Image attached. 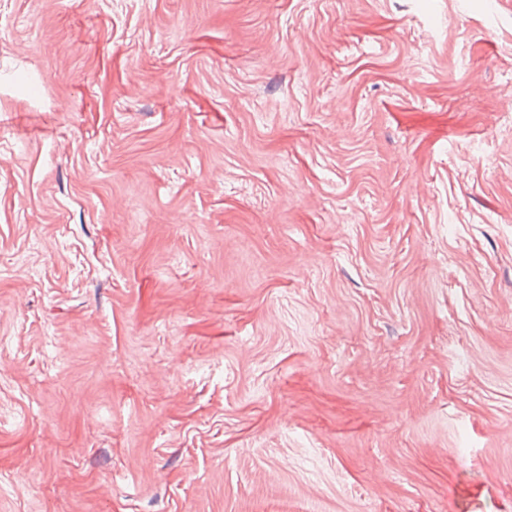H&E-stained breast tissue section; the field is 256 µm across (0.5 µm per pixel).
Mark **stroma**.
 <instances>
[{
	"mask_svg": "<svg viewBox=\"0 0 512 512\" xmlns=\"http://www.w3.org/2000/svg\"><path fill=\"white\" fill-rule=\"evenodd\" d=\"M0 512H512V0H0Z\"/></svg>",
	"mask_w": 512,
	"mask_h": 512,
	"instance_id": "stroma-1",
	"label": "stroma"
}]
</instances>
